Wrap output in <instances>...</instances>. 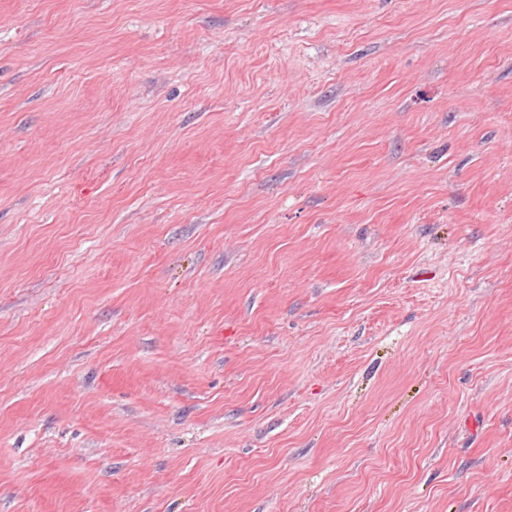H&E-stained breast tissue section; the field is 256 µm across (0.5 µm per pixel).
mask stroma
Here are the masks:
<instances>
[{
    "label": "stroma",
    "mask_w": 512,
    "mask_h": 512,
    "mask_svg": "<svg viewBox=\"0 0 512 512\" xmlns=\"http://www.w3.org/2000/svg\"><path fill=\"white\" fill-rule=\"evenodd\" d=\"M0 512H512V0H0Z\"/></svg>",
    "instance_id": "1"
}]
</instances>
